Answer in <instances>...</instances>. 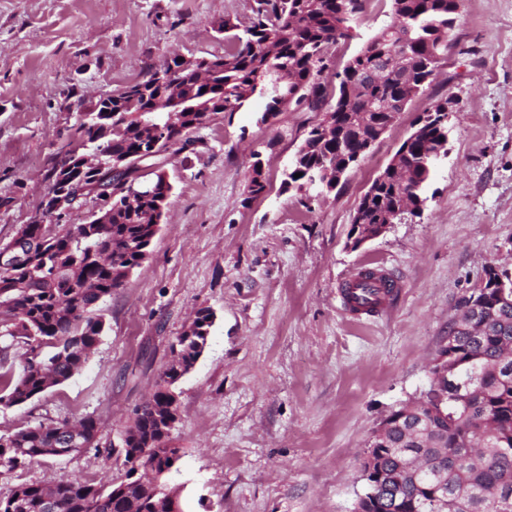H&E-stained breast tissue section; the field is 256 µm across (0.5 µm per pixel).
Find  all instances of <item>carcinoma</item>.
<instances>
[{
  "instance_id": "cac0c4a2",
  "label": "carcinoma",
  "mask_w": 512,
  "mask_h": 512,
  "mask_svg": "<svg viewBox=\"0 0 512 512\" xmlns=\"http://www.w3.org/2000/svg\"><path fill=\"white\" fill-rule=\"evenodd\" d=\"M369 0H257L247 20L224 19L218 30L229 46L222 56L203 58L209 78L201 83L192 70L173 57L150 69L146 79L125 87L106 99L89 123L77 121L72 143L80 154L100 151L99 162L135 156L141 147L140 124L153 120L181 130L200 123L202 113L192 111L201 101L212 103L215 112H236L250 97L266 98L265 112L279 114L290 106L313 112L321 105L333 110L334 130L327 139L312 128L295 152L284 184L297 192L309 185L326 191L336 188V161L353 158L361 150L363 136L387 126L389 113L399 111L430 84L448 59V44L442 36L453 29L457 5L454 0H390L391 21L376 32L337 71L332 46L350 37L354 21L365 13ZM402 53L409 66L382 79L372 75L386 66L388 57ZM170 74L182 88L181 112H149L164 88L159 75ZM448 140V125L434 121L423 125L421 137L404 140L397 149L409 183L393 168L386 180L371 184L358 208L363 218L376 224L382 212L396 205L401 196L421 193L435 171ZM300 177H295V174ZM154 191L138 206L123 205L120 197L109 199L112 223L31 224L36 237L48 239L45 250L35 247L30 265L11 272L0 271V309L12 314V322L0 329V407L18 406L78 372L98 341L102 323L90 310L112 294L126 273L141 265L156 230L154 214L163 211L170 184L156 177ZM267 182L261 161L252 166L248 179L249 198L265 194ZM512 293V281H502L497 270L485 271V282L477 301L483 305L482 329L477 334L455 335L452 367L456 376L448 381V408L442 421L429 425L413 422L425 431L423 444L431 465L430 474L400 477L407 450L420 444L405 439L404 426L389 429L383 441L382 465L391 482L381 491L384 512H512V356L505 354L504 341L512 340V299L499 297L500 285ZM191 336H179V360L192 366L208 340L211 313L196 312ZM27 347L20 377L5 368L9 349ZM476 379L481 399L469 407L453 401L455 383ZM165 374L153 394L135 409V417L124 432L125 461L132 464L126 478L107 492L77 479L63 481L51 489L62 512H152L155 489L140 482L135 467H151L161 473L173 466L178 449L154 446L148 455L140 448L160 440L155 413L173 404ZM81 447L96 438L93 419L81 423ZM63 422L35 426L13 435L0 436V464L12 470L61 447ZM456 449L454 460L443 456ZM46 490L19 484L10 496L0 499V512H47Z\"/></svg>"
}]
</instances>
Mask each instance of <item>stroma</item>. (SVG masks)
Here are the masks:
<instances>
[{
	"instance_id": "stroma-1",
	"label": "stroma",
	"mask_w": 512,
	"mask_h": 512,
	"mask_svg": "<svg viewBox=\"0 0 512 512\" xmlns=\"http://www.w3.org/2000/svg\"><path fill=\"white\" fill-rule=\"evenodd\" d=\"M256 0H0V240L31 223L83 103L123 90L176 55H223L216 26ZM370 0L345 65L390 23ZM448 100L447 154L419 214L357 250L361 197L433 103ZM252 96L194 130L163 169L172 184L148 258L93 308L103 331L83 367L40 397L0 409V435L93 418L91 447L0 466V499L21 483L80 479L111 488L133 411L156 388L191 316L213 314L207 346L176 385L168 474L182 512H352L360 457L377 424L415 399L459 300L493 265L512 275V0H463L448 61L328 194H294L284 171L319 112L259 123ZM267 179L249 198L255 159ZM383 267L390 307L354 319L339 287Z\"/></svg>"
}]
</instances>
